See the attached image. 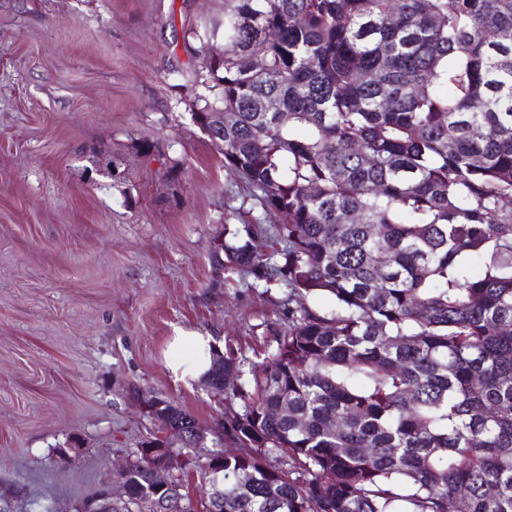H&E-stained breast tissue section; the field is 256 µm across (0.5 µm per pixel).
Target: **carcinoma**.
<instances>
[{"mask_svg":"<svg viewBox=\"0 0 512 512\" xmlns=\"http://www.w3.org/2000/svg\"><path fill=\"white\" fill-rule=\"evenodd\" d=\"M183 49L176 103L261 206L227 267L298 306L208 373L242 403L224 458L185 472L198 422L137 391L185 451L137 450L128 499L192 512L217 475L219 512H512V0H223ZM202 494L201 497L199 496V493L197 492V488L195 485H190L189 489H184L183 492L188 491V495L190 498V501L192 503V509H198L201 510L200 506V499L204 501H208L211 499L213 502H215L218 506L224 505V481H220L218 477H215L211 480V482L201 488Z\"/></svg>","mask_w":512,"mask_h":512,"instance_id":"carcinoma-1","label":"carcinoma"}]
</instances>
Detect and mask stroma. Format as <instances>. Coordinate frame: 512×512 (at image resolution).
Instances as JSON below:
<instances>
[{"instance_id": "1", "label": "stroma", "mask_w": 512, "mask_h": 512, "mask_svg": "<svg viewBox=\"0 0 512 512\" xmlns=\"http://www.w3.org/2000/svg\"><path fill=\"white\" fill-rule=\"evenodd\" d=\"M220 8L0 0V512H71L143 442L179 450L140 390L189 412L213 449L226 402L174 376L175 336L211 334L251 364L288 327L286 288L216 269L236 209L261 208L170 92L194 65L185 30ZM145 142L179 163L178 184ZM101 150L121 180L97 171Z\"/></svg>"}]
</instances>
